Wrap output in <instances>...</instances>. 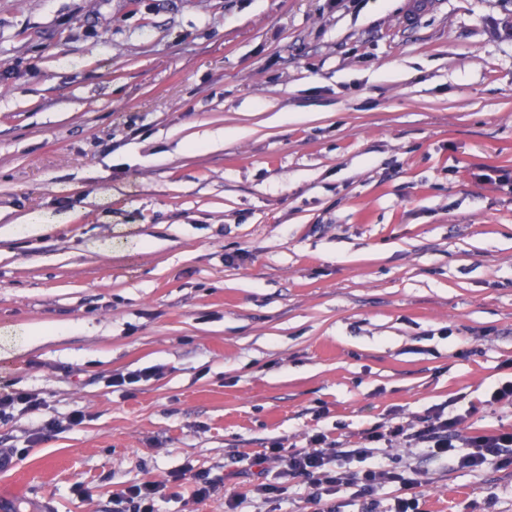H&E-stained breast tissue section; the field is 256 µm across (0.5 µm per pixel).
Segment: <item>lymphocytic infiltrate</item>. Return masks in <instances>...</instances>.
<instances>
[{
	"mask_svg": "<svg viewBox=\"0 0 512 512\" xmlns=\"http://www.w3.org/2000/svg\"><path fill=\"white\" fill-rule=\"evenodd\" d=\"M399 410H391L387 422L363 430L357 448L339 447L324 433L310 436L309 445L285 448L282 441L270 442L257 457V464L273 463L280 467L283 483H260L255 491L265 502L278 503L288 497V483L301 479L313 486L310 498L313 512H338L335 496L341 488H353L358 512H421L420 501L428 480L424 471L403 466L396 450H423L427 459L472 472L499 469L512 463V431L468 432L466 415L450 414L445 405L424 410L416 421L401 422ZM357 458L364 469H344V461ZM192 481L193 496L202 500L222 484V477L188 473H170L167 480L147 481L121 489L115 496L119 512H155V503L167 490ZM390 490L388 501L380 493Z\"/></svg>",
	"mask_w": 512,
	"mask_h": 512,
	"instance_id": "1",
	"label": "lymphocytic infiltrate"
}]
</instances>
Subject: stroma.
<instances>
[{
	"label": "stroma",
	"instance_id": "35a3bbf8",
	"mask_svg": "<svg viewBox=\"0 0 512 512\" xmlns=\"http://www.w3.org/2000/svg\"><path fill=\"white\" fill-rule=\"evenodd\" d=\"M486 167L512 170V0H0V396L44 403L0 422V506L112 512L188 467L225 482L156 512H269L278 469L235 472L271 440L445 402L512 430ZM32 213L60 221L13 234ZM408 462L422 512H512V466Z\"/></svg>",
	"mask_w": 512,
	"mask_h": 512
}]
</instances>
